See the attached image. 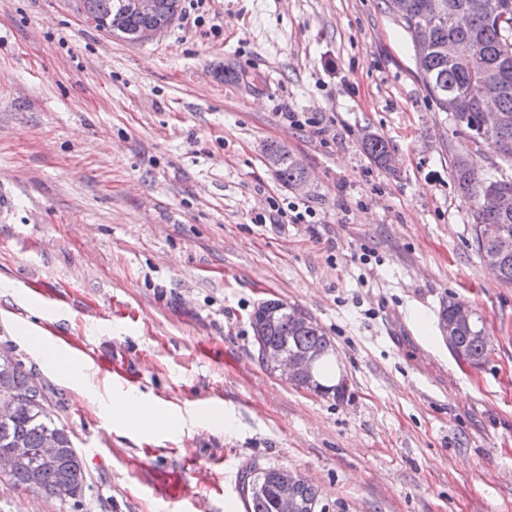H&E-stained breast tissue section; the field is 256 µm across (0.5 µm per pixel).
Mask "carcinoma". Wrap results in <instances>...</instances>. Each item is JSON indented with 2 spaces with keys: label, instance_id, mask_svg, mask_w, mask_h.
Instances as JSON below:
<instances>
[{
  "label": "carcinoma",
  "instance_id": "cac0c4a2",
  "mask_svg": "<svg viewBox=\"0 0 512 512\" xmlns=\"http://www.w3.org/2000/svg\"><path fill=\"white\" fill-rule=\"evenodd\" d=\"M495 2L512 10V0H443L446 15L458 9L471 13L469 30H456L449 19L436 27L422 28L417 20V8L421 0H389V9L399 19L409 34L416 68V76L426 95L441 112L459 116L461 125L454 126L453 134L466 138L479 147L488 145L496 156L512 162V14L501 23L489 15L487 5ZM126 0H81L87 15L107 32L122 30L128 39L151 24L171 19L179 10L180 0H160V12L146 18L129 11ZM450 39L475 45V53L457 60L440 54L438 46ZM496 81L501 91L493 99V108L503 114L498 132L487 142L469 137L478 126L480 114L487 106L481 96V85L486 80ZM363 148L380 166L393 170L389 163L392 151L380 137L367 136ZM267 152L276 158L274 174L286 186L302 177L294 167L287 147L272 144ZM451 176L460 193L473 200V241L481 257L490 252V238L499 231L512 233V213L501 214L482 205L485 194L506 192L512 194V179L495 176L480 177L469 164L467 155L452 150ZM254 338L285 353L308 351L316 355L315 381L323 388H336L326 382L323 372L336 359V346L326 332L314 321L303 329L294 324L291 312H282L275 323L265 322L258 313L251 315ZM458 342L472 366L483 363L488 347L474 330L459 331ZM15 402V412L7 418L0 417V456L11 455L17 448L26 452L15 457L6 478L22 491L33 496L52 499L65 506L78 504L89 489L88 472L74 447L71 431L52 410L44 386L37 375L26 368L23 361L7 348L0 357V401ZM57 442L56 456L47 463L41 458V450L48 439ZM274 467L256 463L250 465L241 476V496L247 512H276L279 488L275 482ZM260 481L263 489L254 491L251 484ZM301 512H310L312 504L322 503L318 487L304 481L297 491Z\"/></svg>",
  "mask_w": 512,
  "mask_h": 512
}]
</instances>
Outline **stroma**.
Wrapping results in <instances>:
<instances>
[{"label":"stroma","instance_id":"obj_1","mask_svg":"<svg viewBox=\"0 0 512 512\" xmlns=\"http://www.w3.org/2000/svg\"><path fill=\"white\" fill-rule=\"evenodd\" d=\"M180 9L132 42L80 0H0V347L38 372L90 484L75 509L2 480L0 512H246L253 462L302 472L329 512H512V285L475 248L450 176L465 143L387 0ZM273 198L311 221L256 223ZM269 299L335 342L339 394L266 370L250 316ZM451 300L484 319L480 366L441 338ZM127 392L170 428L113 422ZM363 148L374 162L387 170H394L393 165L389 163V159L392 157V151L382 138L375 135H368L363 141ZM267 152L276 158V166L274 167V174L277 179L285 186L290 187L295 181L302 177V172L294 167L292 158L298 167L304 168L301 161L295 156L291 157V153L287 147L278 144H271L267 148ZM308 178L304 181L297 182L290 188L293 190H301L307 186Z\"/></svg>","mask_w":512,"mask_h":512}]
</instances>
